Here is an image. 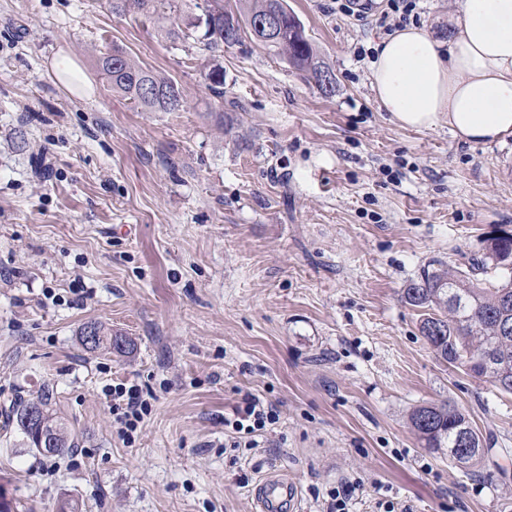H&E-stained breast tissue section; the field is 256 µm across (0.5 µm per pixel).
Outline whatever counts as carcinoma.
<instances>
[{
  "label": "carcinoma",
  "mask_w": 512,
  "mask_h": 512,
  "mask_svg": "<svg viewBox=\"0 0 512 512\" xmlns=\"http://www.w3.org/2000/svg\"><path fill=\"white\" fill-rule=\"evenodd\" d=\"M117 13L134 12L148 19L170 15L179 18L183 10L182 0H110ZM205 0L208 10L204 22L188 16L187 22L175 23L169 35L183 43H194L202 49L216 53L241 42L245 33L276 55L283 57L289 67L323 88L321 75L329 72L319 60L308 39L302 35L304 27L288 6L287 0ZM281 14L279 32L268 37L256 27L257 21L273 12ZM101 68L112 88L122 92L137 104L158 112H179L183 107V95L177 82L160 76L140 66L119 47L100 58ZM209 89L218 98L224 97V72L214 67L206 74ZM145 84L176 93L179 104L172 109L165 97H148L142 93ZM512 264V234L494 235L485 240L481 256L471 260L468 270L451 273L442 267L423 271L420 279L404 289V299L414 307L429 310L419 325L421 335L446 365L464 374L490 382L499 387V375L506 374L512 380V327L501 323L504 313L511 314L512 322V275L500 282H488L478 278L489 266L503 267ZM93 343H86L87 332H82L81 342L89 350L104 345L117 352H124L128 341L118 336L107 337L93 325ZM490 352L497 369L490 371L482 364V356ZM50 392L33 402L42 407L44 431H34L23 422V415L31 402L25 401L14 409L15 422L25 438V445L33 453L42 445L41 436H50L55 444L46 453L62 454L74 447L69 442L67 427L50 411ZM410 426L427 448L448 449V454L462 468L480 463L483 457L481 438L472 426L468 414L447 401L419 405L409 414ZM471 439L465 450L456 448L463 435Z\"/></svg>",
  "instance_id": "1"
}]
</instances>
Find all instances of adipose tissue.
I'll list each match as a JSON object with an SVG mask.
<instances>
[{
  "mask_svg": "<svg viewBox=\"0 0 512 512\" xmlns=\"http://www.w3.org/2000/svg\"><path fill=\"white\" fill-rule=\"evenodd\" d=\"M371 74L401 126L444 121L465 144L512 138V0H464L444 40L416 25L395 31L377 45Z\"/></svg>",
  "mask_w": 512,
  "mask_h": 512,
  "instance_id": "adipose-tissue-1",
  "label": "adipose tissue"
}]
</instances>
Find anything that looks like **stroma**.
<instances>
[{"instance_id": "stroma-1", "label": "stroma", "mask_w": 512, "mask_h": 512, "mask_svg": "<svg viewBox=\"0 0 512 512\" xmlns=\"http://www.w3.org/2000/svg\"><path fill=\"white\" fill-rule=\"evenodd\" d=\"M288 2L331 96L247 34L216 58L107 0H0V485L16 512H255L272 471L301 512L355 478L351 512H512V395L439 361L403 298L428 264L465 269L512 232V140L400 127L354 56L385 38L376 18ZM115 45L176 80L182 111L114 91L98 58ZM60 56L91 96L58 81ZM90 324L126 352L87 350ZM125 380L154 394L129 444L106 393ZM46 388L80 456L25 448L10 411ZM248 392L279 418L226 447ZM442 401L482 434L477 467L414 434L411 409Z\"/></svg>"}]
</instances>
